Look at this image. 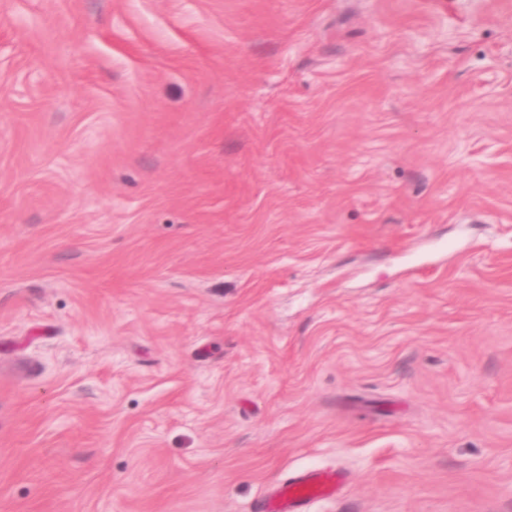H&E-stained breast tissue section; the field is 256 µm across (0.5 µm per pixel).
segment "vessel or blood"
Wrapping results in <instances>:
<instances>
[{"label":"vessel or blood","instance_id":"obj_1","mask_svg":"<svg viewBox=\"0 0 512 512\" xmlns=\"http://www.w3.org/2000/svg\"><path fill=\"white\" fill-rule=\"evenodd\" d=\"M345 483L340 469H309L280 482L260 502L261 512H304L314 501L335 497Z\"/></svg>","mask_w":512,"mask_h":512}]
</instances>
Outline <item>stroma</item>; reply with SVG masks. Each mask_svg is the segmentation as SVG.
I'll return each mask as SVG.
<instances>
[{"label": "stroma", "mask_w": 512, "mask_h": 512, "mask_svg": "<svg viewBox=\"0 0 512 512\" xmlns=\"http://www.w3.org/2000/svg\"><path fill=\"white\" fill-rule=\"evenodd\" d=\"M512 512V0H0V512ZM345 478V473L337 468L298 472L260 501L259 512H305L311 502L335 497Z\"/></svg>", "instance_id": "obj_1"}]
</instances>
